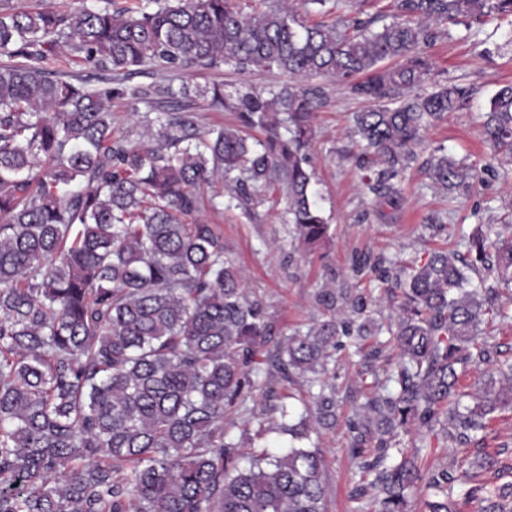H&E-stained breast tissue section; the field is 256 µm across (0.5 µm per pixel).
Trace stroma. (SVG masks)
I'll return each instance as SVG.
<instances>
[{"mask_svg": "<svg viewBox=\"0 0 512 512\" xmlns=\"http://www.w3.org/2000/svg\"><path fill=\"white\" fill-rule=\"evenodd\" d=\"M425 53L436 79H456L471 89L472 96L463 109L426 133L397 202L377 203L362 180L365 171L375 169V162H355L359 149L350 128L352 114L363 109V101L328 84L309 150L329 220L327 241L311 248L292 236L288 195L279 183L263 191L247 210L205 205L203 218L223 234L226 257L242 270L248 288L263 297L277 333L307 330L320 318L315 295L334 274L345 287L366 297L375 324L388 323L396 312L399 291L386 287L371 270L354 274L358 263L370 260L386 268H408L425 261L432 251H455L459 232L486 225L512 231V165L494 159L482 139L479 119L495 91L512 83V18L489 21L477 32L461 25L447 28ZM282 81L279 75L223 67L177 75L172 84L186 82L199 88L193 102L201 126L208 128L238 122L236 113L211 107L205 91L213 84L261 89ZM440 146L479 170L475 189L452 204L436 191L427 173L426 161ZM397 353L394 343L381 347L373 336L363 341L340 338L332 351L325 380L336 387L338 421L317 440L326 460L327 512H379L378 496L362 491L369 477L357 468L352 455V423L366 395L377 392ZM481 448L499 451L501 464L512 467V411L497 414L487 435L474 437L465 447L448 448L443 441H433L422 464L437 468L455 457L474 456Z\"/></svg>", "mask_w": 512, "mask_h": 512, "instance_id": "stroma-1", "label": "stroma"}]
</instances>
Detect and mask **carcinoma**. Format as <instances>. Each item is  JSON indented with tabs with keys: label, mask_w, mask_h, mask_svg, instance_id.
<instances>
[{
	"label": "carcinoma",
	"mask_w": 512,
	"mask_h": 512,
	"mask_svg": "<svg viewBox=\"0 0 512 512\" xmlns=\"http://www.w3.org/2000/svg\"><path fill=\"white\" fill-rule=\"evenodd\" d=\"M155 8L19 10L0 0V512H326V461L312 435L336 426V389L321 379L336 337L363 340L382 328L361 300L322 288V320L273 336L261 297L224 255V236L195 217L201 192L221 181L247 209L259 187L282 182L288 223L304 244L328 237L308 149L324 90L313 77L369 102L352 129L381 168L365 185L388 204L415 161L424 134L458 111L468 90L439 82L422 48L434 29L512 17V0H393L392 20L374 28L361 0H270L246 14L234 0H148ZM67 55L93 70L72 81ZM228 66L287 75L294 83L257 89L211 88L210 104L238 113L241 125L202 132L189 105L162 110L143 140L117 137L112 103H162L169 74ZM162 74L149 85L131 76ZM482 133L512 158V84L482 114ZM258 128L263 138L252 139ZM448 198L470 191L476 166L446 153L427 161ZM459 254L433 251L410 271L384 272L400 290L389 331L398 357L393 386L362 406L360 437L377 440L381 512H406L413 490L434 491L428 512H512V481L472 484L498 464L478 453L425 471L420 449L445 419V442L462 447L512 410V365L460 388L473 362L491 363L497 346L479 341L498 288L512 284V236L468 238ZM477 278H472V275ZM265 374L264 404L243 397L250 374ZM306 378L311 405L295 413L273 377ZM277 428L288 448H263L236 464L227 437L231 409ZM415 429L414 451L392 441Z\"/></svg>",
	"instance_id": "1"
}]
</instances>
